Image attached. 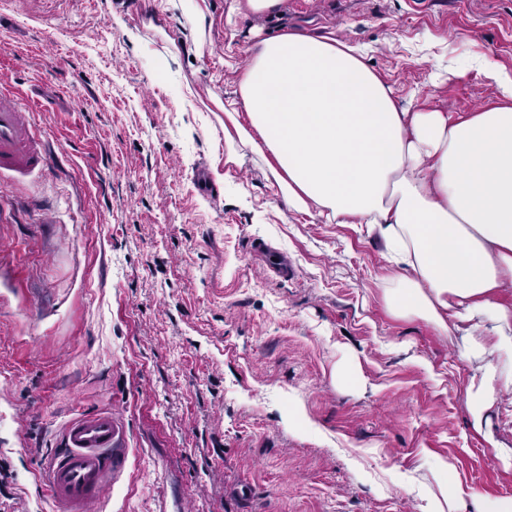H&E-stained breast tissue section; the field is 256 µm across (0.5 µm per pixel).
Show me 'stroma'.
<instances>
[{
	"mask_svg": "<svg viewBox=\"0 0 512 512\" xmlns=\"http://www.w3.org/2000/svg\"><path fill=\"white\" fill-rule=\"evenodd\" d=\"M232 3L205 0L200 52L172 0H0V76L51 150L0 183V512H50L38 471L93 410L127 448L100 512H420L437 455L465 490L512 496L470 426L474 365L387 311L359 225L289 211L251 154L225 163L213 104L257 40L303 29L355 48L400 103L477 111L501 95L488 68L512 77V0Z\"/></svg>",
	"mask_w": 512,
	"mask_h": 512,
	"instance_id": "obj_1",
	"label": "stroma"
}]
</instances>
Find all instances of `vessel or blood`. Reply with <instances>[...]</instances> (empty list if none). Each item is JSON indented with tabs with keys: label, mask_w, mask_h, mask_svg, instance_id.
Segmentation results:
<instances>
[{
	"label": "vessel or blood",
	"mask_w": 512,
	"mask_h": 512,
	"mask_svg": "<svg viewBox=\"0 0 512 512\" xmlns=\"http://www.w3.org/2000/svg\"><path fill=\"white\" fill-rule=\"evenodd\" d=\"M29 112L28 105L0 87V177L21 180L49 166V152ZM125 464L124 434L111 411L87 413L69 422L44 469L45 492L54 512H97L113 475Z\"/></svg>",
	"instance_id": "1"
}]
</instances>
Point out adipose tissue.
Wrapping results in <instances>:
<instances>
[{
    "label": "adipose tissue",
    "instance_id": "1",
    "mask_svg": "<svg viewBox=\"0 0 512 512\" xmlns=\"http://www.w3.org/2000/svg\"><path fill=\"white\" fill-rule=\"evenodd\" d=\"M465 115L411 111L354 48L303 32L261 40L223 109L224 158L268 163L289 209L362 224L395 266L389 311L454 336L478 365L465 401L475 433L512 389V78ZM421 512H466L446 459Z\"/></svg>",
    "mask_w": 512,
    "mask_h": 512
}]
</instances>
